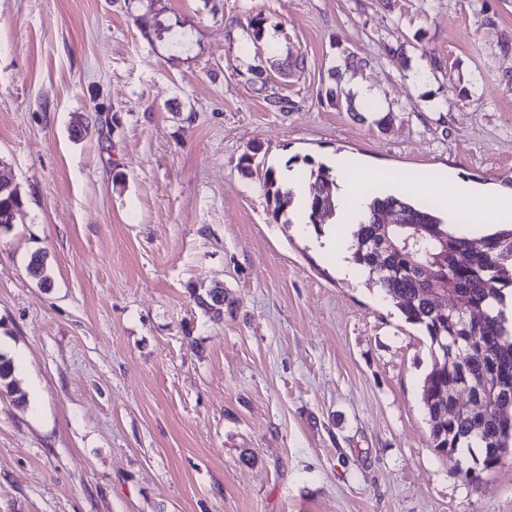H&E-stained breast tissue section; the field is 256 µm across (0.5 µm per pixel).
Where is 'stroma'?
<instances>
[{
    "label": "stroma",
    "mask_w": 512,
    "mask_h": 512,
    "mask_svg": "<svg viewBox=\"0 0 512 512\" xmlns=\"http://www.w3.org/2000/svg\"><path fill=\"white\" fill-rule=\"evenodd\" d=\"M338 154L503 188L512 0H0V512H512V461L433 444L424 331L271 218L267 169Z\"/></svg>",
    "instance_id": "obj_1"
}]
</instances>
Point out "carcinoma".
<instances>
[{
  "label": "carcinoma",
  "mask_w": 512,
  "mask_h": 512,
  "mask_svg": "<svg viewBox=\"0 0 512 512\" xmlns=\"http://www.w3.org/2000/svg\"><path fill=\"white\" fill-rule=\"evenodd\" d=\"M307 223L319 224L318 208L335 209L333 188L336 179L332 170L320 164L309 170ZM263 187L273 203L272 219L280 221L292 202V193L281 187L275 170L265 173ZM368 213L363 219L353 217V261L369 270L368 285L378 287L399 305L406 322L421 327L431 341L436 358L423 385L434 448H450L460 453L472 439L481 442L482 470L493 465L489 448L512 449V403L494 390H485L470 397L468 411L453 412L456 388L460 381L485 380L490 385L512 382V326L503 312H494L490 301L503 303L505 290L512 289V219L501 221L504 228L481 239L484 248L461 233L448 231L437 212L436 201L416 203L406 190L385 195L373 188ZM21 207L19 197L0 192V226L8 230L7 217ZM392 213L401 226L394 228L395 239L411 238L410 245L382 259L378 242L385 235L384 220ZM434 259L441 265L440 277L427 281L419 262ZM45 257L32 256L29 274L41 286L50 283ZM435 290L433 300L426 298ZM468 296L469 303L482 314L479 327L465 331V324L452 313L457 293ZM442 304L444 311L435 310ZM13 361L0 353V391L11 394L15 389Z\"/></svg>",
  "instance_id": "1"
}]
</instances>
